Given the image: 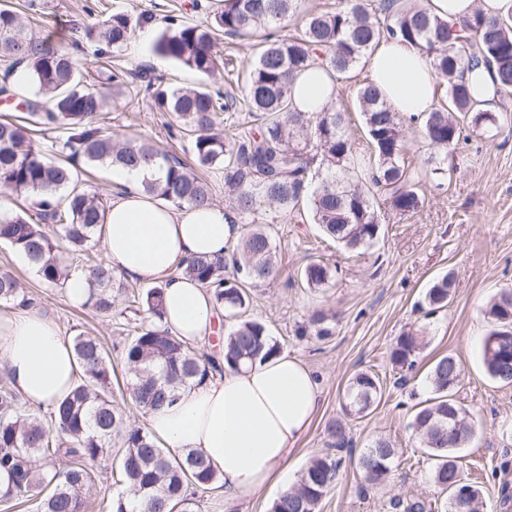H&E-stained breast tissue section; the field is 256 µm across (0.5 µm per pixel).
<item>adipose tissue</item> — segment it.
Masks as SVG:
<instances>
[{
	"label": "adipose tissue",
	"instance_id": "obj_1",
	"mask_svg": "<svg viewBox=\"0 0 512 512\" xmlns=\"http://www.w3.org/2000/svg\"><path fill=\"white\" fill-rule=\"evenodd\" d=\"M429 7L457 21L478 8L490 16L511 13L512 0H430ZM367 67L395 111L407 116L431 111L436 77L419 49L381 39ZM290 87L300 112L323 111L335 98L333 73L318 63L297 73ZM159 175L153 165L113 170L118 189L103 230L104 259L114 272L162 286L166 327L188 345L206 346L216 333L217 308L211 292L182 269L196 257L225 254L240 236L238 217L224 206L177 208L146 194L142 181ZM0 367L26 401L47 406L72 389L77 363L56 322L25 308L0 316ZM318 400L310 369L280 354L188 386L173 406L149 414L148 429L173 450L203 454L223 478L225 493H250L278 473L308 430Z\"/></svg>",
	"mask_w": 512,
	"mask_h": 512
}]
</instances>
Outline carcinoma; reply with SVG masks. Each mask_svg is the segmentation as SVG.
Here are the masks:
<instances>
[{
  "instance_id": "1",
  "label": "carcinoma",
  "mask_w": 512,
  "mask_h": 512,
  "mask_svg": "<svg viewBox=\"0 0 512 512\" xmlns=\"http://www.w3.org/2000/svg\"><path fill=\"white\" fill-rule=\"evenodd\" d=\"M299 0H226L202 23L182 22L161 31L153 51L199 76L190 88H172L146 75L140 86L161 112L173 113L197 163L222 166L230 208L251 215L262 205L301 213L307 206L312 223L360 255L380 234L377 204L397 215L422 207L420 184L441 178L446 170L435 153H446L469 139L467 130L494 126L497 116L472 95L466 72L484 64L497 93H512V16L490 17L476 9L451 23L429 7L405 0H341L333 11L310 13L298 35L280 36L285 19L297 13ZM137 23L114 13L102 23L106 46L122 48ZM258 41L255 62L242 72V96L211 87L210 79L233 64L215 50L219 34ZM388 36L414 45L430 59L439 79L432 110L418 119L433 150L419 167L407 157L403 114L394 112L370 80L358 84L355 105L362 117L365 153L350 128L349 113L333 101L310 116L290 104V81L315 61L331 68L340 81L352 78L361 61ZM4 76L23 67L32 93L23 97L27 117L0 120V188L22 201L20 211L0 209V242L21 254L48 285L62 286L78 263L89 273L85 307L109 316L115 308L114 271L94 257L107 199L81 188L80 166L135 169L156 159L165 170L144 191L176 207L213 204L211 185L181 159L144 139H117L101 123L107 99L87 86L75 59L38 37L14 10L0 6V62ZM247 107L251 124L224 125V114L237 101ZM66 130L58 158L48 159L32 145L33 128ZM36 210L38 222L26 217ZM273 241L255 225L222 258L200 256L184 273L207 287L224 309L230 327L224 338V364L173 336L164 326L163 288L155 285L131 295L145 308L148 324L133 327L123 353L131 376L133 399L145 414L174 404L182 389L223 366L239 368L277 356L263 322L247 316L248 287L276 278ZM337 269L311 262L303 271L309 288H325ZM452 275L437 279L426 291L422 308L432 315L448 307ZM27 307L19 281L0 273V303ZM491 329L482 346L487 375L512 386V290H504L485 310ZM71 344L79 365L72 390L42 415L22 412L24 403L5 370H0V503L27 499L36 512H86L98 467L111 461L124 490L109 512H199L200 495L224 487L206 459L194 451L173 454L158 445L146 428L127 423L125 408L112 394V362L97 337L79 333ZM423 339L404 334L390 352L392 365L413 371ZM464 369L452 354L434 360L427 375L430 396L415 405L409 427L418 435L431 462V482L446 495L444 512H484L478 488L464 480L460 449L476 432L471 413L456 397ZM380 381L368 371L356 373L345 389L342 410L361 418L374 405ZM327 452L309 459L295 485L273 500L269 512H318L322 499L338 481L345 461L359 468L364 486L384 484L395 450L377 439L356 454L346 427L330 428ZM464 481L467 492L448 486Z\"/></svg>"
}]
</instances>
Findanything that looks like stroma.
<instances>
[{
	"label": "stroma",
	"mask_w": 512,
	"mask_h": 512,
	"mask_svg": "<svg viewBox=\"0 0 512 512\" xmlns=\"http://www.w3.org/2000/svg\"><path fill=\"white\" fill-rule=\"evenodd\" d=\"M200 2L195 9L191 0H13L37 35L69 52L81 71L106 90L112 87L117 61L129 75L147 68L167 85H194V74L154 54L151 47L166 17L205 21L214 0ZM118 12L134 18L147 13L151 19L117 59L111 48L101 47L87 32ZM102 122L118 136L147 137L164 152L187 162L193 159L189 142L169 133L174 116L157 111L144 96L120 94L109 101ZM444 166L447 178L422 185L419 213L382 216L378 241L357 257L348 256L318 225L276 209L265 206L242 218V225L261 224L269 230L279 267L274 280L252 287L248 314L267 325L282 352L315 373L320 405L271 484L255 493L230 496L219 491L203 497L200 512H268L272 501L296 483L308 460L327 451L328 428L339 419L345 420L356 447L389 439L396 451L394 472L386 485L363 493L358 471L346 467L319 512H399L397 500L417 496L435 502L439 492L429 480L431 463L408 422L415 401L428 396L431 363L448 353L465 366L459 396L478 422L477 436L462 451L465 476L477 483L485 512H512V387L492 381L480 357L489 329L483 311L502 290L512 289V135L503 132L491 138L484 131L474 132L467 145L449 152ZM314 260L338 266L340 273L330 287L314 291L301 281V269ZM1 271L18 279L35 309L51 317L64 337L86 332L101 338L111 352L112 389L130 423L145 426L146 416L130 397L123 342L133 326L146 320V313L127 312L122 297L112 318L73 305L63 287L43 283L21 255L4 244ZM448 273L453 284L447 308L430 316L421 313L418 304L427 288ZM319 311L336 317L331 336L320 338L309 331ZM407 332L424 334L426 346L415 371L405 374L392 366L390 349ZM359 371L378 374L381 393L368 416L347 420L342 393Z\"/></svg>",
	"instance_id": "1"
}]
</instances>
